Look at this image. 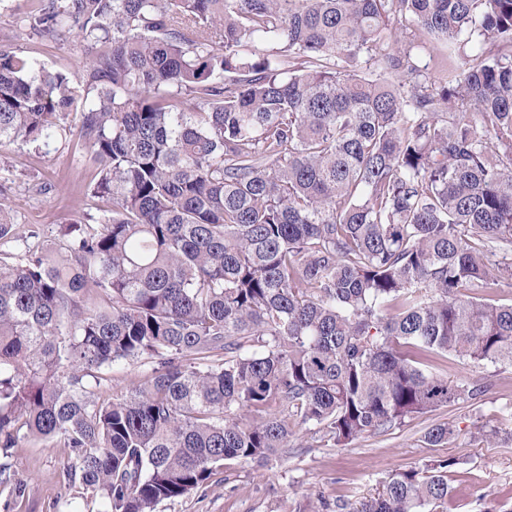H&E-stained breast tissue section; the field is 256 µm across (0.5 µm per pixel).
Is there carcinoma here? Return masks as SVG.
<instances>
[{"instance_id": "cac0c4a2", "label": "carcinoma", "mask_w": 512, "mask_h": 512, "mask_svg": "<svg viewBox=\"0 0 512 512\" xmlns=\"http://www.w3.org/2000/svg\"><path fill=\"white\" fill-rule=\"evenodd\" d=\"M392 16L476 53L432 82L381 51ZM27 21L89 55L69 75L0 49V141L46 147L75 115L112 210L0 259L3 455L52 441L78 497L157 512L296 427L345 446L483 393L432 355L512 364V303L487 296L512 280L487 264L512 251V0H36ZM138 361L146 382L99 393ZM456 465L355 512H446Z\"/></svg>"}]
</instances>
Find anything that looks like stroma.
Returning a JSON list of instances; mask_svg holds the SVG:
<instances>
[{
  "label": "stroma",
  "instance_id": "35a3bbf8",
  "mask_svg": "<svg viewBox=\"0 0 512 512\" xmlns=\"http://www.w3.org/2000/svg\"><path fill=\"white\" fill-rule=\"evenodd\" d=\"M32 0H0V47L38 58L52 72L79 73L87 47L71 35L55 42L41 38L21 19ZM95 168L74 122H67L50 146L23 141L0 143V184L9 190L18 236L0 242V254H14L47 239H61L76 216L98 219L112 207L94 196ZM431 371L452 382L477 381L479 400L460 402L406 420L386 435L366 433L348 447L334 448L297 433L279 459L261 467L241 462L218 472L210 485L161 503L157 512H310L328 503V512H352L381 491L395 470L453 458L448 476L454 489L448 512H512L504 494L512 488V365H474L431 357ZM449 423L447 445L430 446L428 427ZM63 449L23 439L8 459L24 489L20 498L0 495V512H83L85 504L65 485Z\"/></svg>",
  "mask_w": 512,
  "mask_h": 512
}]
</instances>
